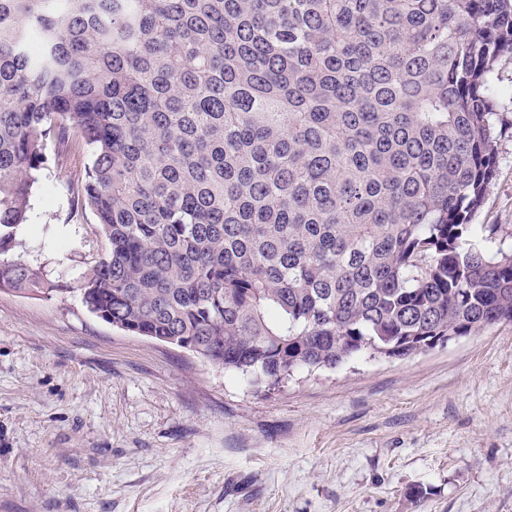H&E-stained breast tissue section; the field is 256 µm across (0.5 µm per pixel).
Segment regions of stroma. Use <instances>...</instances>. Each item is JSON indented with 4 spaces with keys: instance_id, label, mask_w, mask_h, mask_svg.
Here are the masks:
<instances>
[{
    "instance_id": "1",
    "label": "stroma",
    "mask_w": 512,
    "mask_h": 512,
    "mask_svg": "<svg viewBox=\"0 0 512 512\" xmlns=\"http://www.w3.org/2000/svg\"><path fill=\"white\" fill-rule=\"evenodd\" d=\"M496 153L477 221L512 251V133ZM89 154L42 171L12 250L61 291L0 292V512H512V323L256 390L84 306Z\"/></svg>"
}]
</instances>
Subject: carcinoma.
<instances>
[{"instance_id":"1","label":"carcinoma","mask_w":512,"mask_h":512,"mask_svg":"<svg viewBox=\"0 0 512 512\" xmlns=\"http://www.w3.org/2000/svg\"><path fill=\"white\" fill-rule=\"evenodd\" d=\"M512 0H0V291L79 139L106 240L84 306L274 389L512 322L476 224Z\"/></svg>"}]
</instances>
